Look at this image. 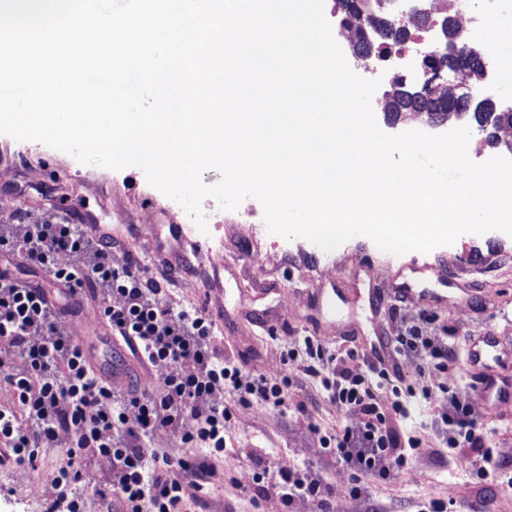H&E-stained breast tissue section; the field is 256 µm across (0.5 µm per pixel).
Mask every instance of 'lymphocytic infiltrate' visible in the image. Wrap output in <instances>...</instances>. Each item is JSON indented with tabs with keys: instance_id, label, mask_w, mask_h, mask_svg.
I'll return each instance as SVG.
<instances>
[{
	"instance_id": "obj_1",
	"label": "lymphocytic infiltrate",
	"mask_w": 512,
	"mask_h": 512,
	"mask_svg": "<svg viewBox=\"0 0 512 512\" xmlns=\"http://www.w3.org/2000/svg\"><path fill=\"white\" fill-rule=\"evenodd\" d=\"M0 381L12 391L0 404V467L36 469L47 448L67 457L44 500V512H88L79 483L96 486L104 512H206L202 492L224 454V430L237 406L288 408V390L307 379L330 402L344 406L349 423L317 429L323 453L350 472V494L360 498L362 479L388 481L410 461L434 456L467 459L481 506L487 491L512 484V443L491 442L472 416L471 400L450 388L458 358L454 336L428 321L401 326L391 338L396 358L414 373L375 362L358 347L338 350L306 336L284 347L282 376L269 378L225 357L215 344L216 321L194 309L175 308L162 283L127 261L116 263L112 243L93 239L77 224H1ZM66 253L71 263H59ZM40 268L57 296L17 279L14 268ZM83 292L102 321L129 351L157 369L160 383L146 390L97 375L83 344L66 331L63 298ZM426 402V423L406 431L396 425L410 407ZM168 432L194 457L155 448ZM278 478L244 476L241 492L278 498L283 505L310 501L325 507L329 484L306 467L278 464Z\"/></svg>"
}]
</instances>
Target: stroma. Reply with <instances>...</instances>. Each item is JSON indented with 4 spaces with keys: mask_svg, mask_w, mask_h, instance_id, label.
Instances as JSON below:
<instances>
[{
    "mask_svg": "<svg viewBox=\"0 0 512 512\" xmlns=\"http://www.w3.org/2000/svg\"><path fill=\"white\" fill-rule=\"evenodd\" d=\"M372 98L378 127L396 135L429 131L420 116L387 122L382 112L386 91L393 85L386 67ZM78 179H69V172ZM61 220L100 224L112 232V255L133 260L164 280L175 301L197 310L220 309L217 334L227 357L245 359L248 368L279 377L281 351L288 342L313 336L332 348H347L381 333L393 334L396 324L428 317L436 328H448L460 353L471 338L492 332L504 349L512 350V236L497 230L465 233L454 244L420 254L411 269V254L380 250L358 235L327 252L304 238L288 242V254L252 241L236 215L225 214L223 249L199 256L185 250L184 274L157 266L153 249L167 239L168 225L180 223L165 206V196L148 184L142 169L112 170L79 162L43 143L18 141L0 134V222ZM407 283L413 297L404 300L390 290ZM319 288L334 290L331 310L311 302ZM382 289L378 311L367 304L369 289ZM472 401L473 416L491 426L490 440L512 436V403L484 399L469 382L468 365L460 363L453 381ZM297 410L282 414L266 406L239 407L226 432L227 454L216 465L218 476L205 497L209 512H279L274 501L243 494L232 484L242 469L271 466L275 459L293 460L319 472L334 493L326 512H416L418 503L453 501L456 512H478L470 468L464 461L420 460L409 463L397 480L373 489L371 498L349 495L350 475L318 452L315 427L333 428L349 421L339 406L300 386L292 393ZM66 456L47 449L36 470L0 469V512H39L46 489Z\"/></svg>",
    "mask_w": 512,
    "mask_h": 512,
    "instance_id": "35a3bbf8",
    "label": "stroma"
}]
</instances>
